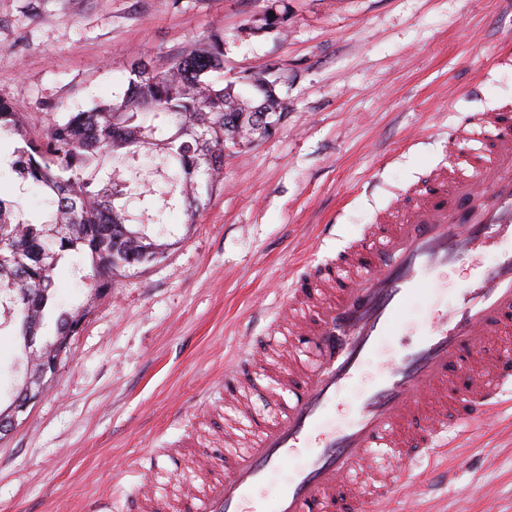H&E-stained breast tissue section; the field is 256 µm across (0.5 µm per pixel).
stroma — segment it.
<instances>
[{
	"mask_svg": "<svg viewBox=\"0 0 512 512\" xmlns=\"http://www.w3.org/2000/svg\"><path fill=\"white\" fill-rule=\"evenodd\" d=\"M285 33L244 29L270 6ZM224 32V78L266 70L288 103L275 133L224 157V188L195 223L169 218V247L80 286L60 261L57 295L85 317L44 396L0 438V512H84L107 496L134 512L132 468L184 449L185 471L224 453L237 411L214 394L240 337L261 341L291 281L335 258L392 202L411 201L448 160L464 119L512 110V0H0V100L42 135L65 113L123 95L137 59L161 64ZM335 227L322 236L323 225ZM465 257L415 294L402 335L383 339L342 409L377 378L386 354L414 341L429 305L492 265ZM13 328H0V399L23 372ZM412 477L394 512H512V418L461 436Z\"/></svg>",
	"mask_w": 512,
	"mask_h": 512,
	"instance_id": "35a3bbf8",
	"label": "stroma"
}]
</instances>
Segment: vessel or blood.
<instances>
[{"label":"vessel or blood","mask_w":512,"mask_h":512,"mask_svg":"<svg viewBox=\"0 0 512 512\" xmlns=\"http://www.w3.org/2000/svg\"><path fill=\"white\" fill-rule=\"evenodd\" d=\"M447 166L432 171L414 204H396L336 259L294 280L270 324L305 337L298 365L281 362L275 416L243 410V434L207 468L204 491L186 490L179 512H387L405 462L432 459L449 429L468 432L496 416L512 395V120L483 113L454 129ZM494 264L466 280L452 305L431 308L421 335L383 360L373 387L344 428L326 417L403 312L462 256L492 246ZM260 351L224 367L225 400ZM302 464L270 506L257 491L288 460ZM146 512H168L157 485L138 486Z\"/></svg>","instance_id":"obj_1"}]
</instances>
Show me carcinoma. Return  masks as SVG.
<instances>
[{
    "mask_svg": "<svg viewBox=\"0 0 512 512\" xmlns=\"http://www.w3.org/2000/svg\"><path fill=\"white\" fill-rule=\"evenodd\" d=\"M285 13L271 5L247 24L250 34L286 31ZM265 72L224 83V31L165 65L138 59L124 94L70 112L45 134L29 135L20 109L0 102V131L20 137L10 151L9 169L0 179L18 183L14 200L0 197V310L16 325L20 359L36 372L27 336L39 335L47 320L52 345L82 310L56 301L54 275L59 262L76 256L90 260L92 273L80 283L90 289L112 286V273L143 264V249L164 254L168 243L147 233L148 225L164 226L167 213L179 209L186 223L224 188V149L231 135L248 140L251 128L232 132L226 112H286L288 102L262 86ZM153 159L147 179L136 158ZM111 163L106 182L98 179ZM35 193L42 216L30 218L26 197Z\"/></svg>",
    "mask_w": 512,
    "mask_h": 512,
    "instance_id": "cac0c4a2",
    "label": "carcinoma"
}]
</instances>
